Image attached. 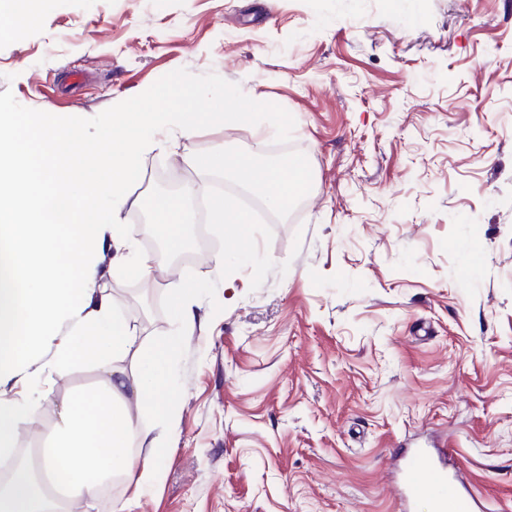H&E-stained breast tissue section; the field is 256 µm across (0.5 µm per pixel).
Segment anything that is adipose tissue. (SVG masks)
<instances>
[{"label": "adipose tissue", "mask_w": 512, "mask_h": 512, "mask_svg": "<svg viewBox=\"0 0 512 512\" xmlns=\"http://www.w3.org/2000/svg\"><path fill=\"white\" fill-rule=\"evenodd\" d=\"M95 119L99 137L75 151L68 141L83 126L82 113H0V223L7 227L0 236V387L17 380L40 349L52 352L44 365L49 375L73 363L93 365L96 386L65 400L45 436L43 468L65 499H95L117 475L135 500L160 480L163 450L131 453L133 415L167 389L179 343L143 346L97 293L100 265L152 277L160 256L138 250L122 222L142 204L127 186L159 132L189 139L202 123L223 125L224 115L170 106L142 113L130 130L125 105L116 103ZM43 404L0 395V458L14 454ZM53 509L26 466L0 484V512Z\"/></svg>", "instance_id": "1"}]
</instances>
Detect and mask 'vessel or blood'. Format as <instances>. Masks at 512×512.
Returning a JSON list of instances; mask_svg holds the SVG:
<instances>
[{
    "label": "vessel or blood",
    "mask_w": 512,
    "mask_h": 512,
    "mask_svg": "<svg viewBox=\"0 0 512 512\" xmlns=\"http://www.w3.org/2000/svg\"><path fill=\"white\" fill-rule=\"evenodd\" d=\"M447 457L444 448L414 450L402 480L406 500L427 499L433 512H475L467 483L460 473L449 470Z\"/></svg>",
    "instance_id": "obj_1"
}]
</instances>
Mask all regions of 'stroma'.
Wrapping results in <instances>:
<instances>
[{
	"instance_id": "35a3bbf8",
	"label": "stroma",
	"mask_w": 512,
	"mask_h": 512,
	"mask_svg": "<svg viewBox=\"0 0 512 512\" xmlns=\"http://www.w3.org/2000/svg\"><path fill=\"white\" fill-rule=\"evenodd\" d=\"M180 80L215 89L200 111L262 101L275 132L202 124L144 154L131 195L194 179L176 152L221 145L300 151L312 187L269 217L260 288L221 277L207 233L155 283L101 280L145 342L173 331L161 302L186 272L216 299L197 302L174 429L134 418L138 447L166 437L160 483L79 512H401L396 454L443 436L486 512H512V0H50L0 35V111L85 113L88 141L96 112L123 100L136 123ZM48 358L0 390L52 392L25 448L97 380L45 378Z\"/></svg>"
}]
</instances>
